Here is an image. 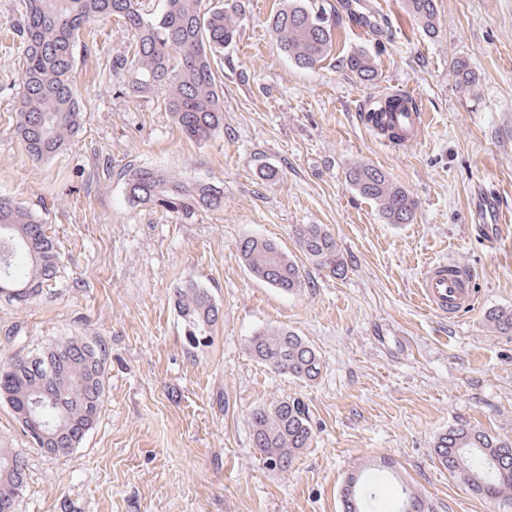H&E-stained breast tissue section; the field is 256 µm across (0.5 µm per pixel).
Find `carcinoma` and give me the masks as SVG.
<instances>
[{
  "mask_svg": "<svg viewBox=\"0 0 512 512\" xmlns=\"http://www.w3.org/2000/svg\"><path fill=\"white\" fill-rule=\"evenodd\" d=\"M409 15L428 31L434 28L436 0H405ZM17 35L23 63L14 131L27 155L54 158L78 135L83 112L77 90L73 47L96 35L99 22L115 18L131 36L130 53L109 60V74L126 80L136 98L162 97L164 110L187 138L202 144L224 131V86L214 64L239 36L238 0H163L160 13L145 0H20ZM336 5L281 0L269 19L270 36L297 66L314 70L333 50ZM345 68L363 84L374 82L375 57L357 50ZM347 182L372 202L387 224H411L418 201L381 168L354 163ZM129 201L166 215L191 220L224 207V189L189 179L160 166L128 165L122 170ZM298 252L334 275L345 261L333 234L322 224H296L291 230ZM236 249L257 280L288 294L307 287L305 266L274 239L242 238ZM57 241L43 219L9 196H0V296L27 305L62 276ZM186 343L191 350L209 346L219 319L210 290L188 278L171 291ZM492 330L512 331V309L489 313ZM254 360L280 376L316 381L323 369L317 349L286 328H259L248 341ZM105 343L88 336H66L37 351L16 350L0 359V401L13 409L31 444L50 457H65L80 446L100 417L108 391ZM253 446L263 465L288 472L308 448L315 432L308 405L282 398L254 407L249 416ZM438 463L475 495L512 501V438L491 435L458 423L440 433L433 445ZM366 464L351 471L340 490L341 512H433L419 492L395 499L384 488L383 471L395 462ZM28 460L23 449L0 442V506L22 512Z\"/></svg>",
  "mask_w": 512,
  "mask_h": 512,
  "instance_id": "cac0c4a2",
  "label": "carcinoma"
}]
</instances>
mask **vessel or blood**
I'll use <instances>...</instances> for the list:
<instances>
[{
	"label": "vessel or blood",
	"instance_id": "obj_1",
	"mask_svg": "<svg viewBox=\"0 0 512 512\" xmlns=\"http://www.w3.org/2000/svg\"><path fill=\"white\" fill-rule=\"evenodd\" d=\"M387 120L402 135L403 144L416 142L427 122L423 111H398ZM475 209L481 216V230L491 239L497 238L503 222V212L495 195L488 190L475 195ZM476 277L467 266L440 261L430 266L420 281V295L433 312L451 318L471 311L476 302Z\"/></svg>",
	"mask_w": 512,
	"mask_h": 512
}]
</instances>
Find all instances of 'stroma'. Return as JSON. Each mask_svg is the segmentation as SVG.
<instances>
[{
  "mask_svg": "<svg viewBox=\"0 0 512 512\" xmlns=\"http://www.w3.org/2000/svg\"><path fill=\"white\" fill-rule=\"evenodd\" d=\"M240 2L239 37L217 64L222 133L192 142L159 98L132 97L112 79L107 61L131 38L103 21L94 45L74 48L83 129L38 163L14 134L19 0H0V194L51 225L65 266L32 305L0 299V352L90 336L104 341L109 367L99 421L65 457L31 447L0 402V438L28 454L22 512H339L352 467L384 457L434 512H512V503L473 495L433 455L436 436L457 423L512 437V332L487 322L512 309V223L487 243L472 222L482 187L512 212V0H437L431 32L404 0H373L391 37L337 26L331 56L312 71L269 36L279 0ZM360 49L380 63L370 86L341 66ZM458 59L473 74L465 90ZM396 90L428 114L420 140L401 150L358 121L367 101ZM352 162L374 164L407 189L419 203L414 223H384L348 184ZM129 163L215 182L224 207L184 221L132 205L119 177ZM270 168L275 178H265ZM296 224L326 225L347 268L335 277L307 265V287L287 295L251 277L236 244L260 235L289 248ZM440 260L476 274V307L455 321L426 308L418 292ZM190 276L221 314L195 357L171 302ZM266 326L309 340L321 377L307 384L255 362L247 339ZM285 397L309 405L316 436L280 473L260 462L248 416Z\"/></svg>",
  "mask_w": 512,
  "mask_h": 512,
  "instance_id": "1",
  "label": "stroma"
}]
</instances>
